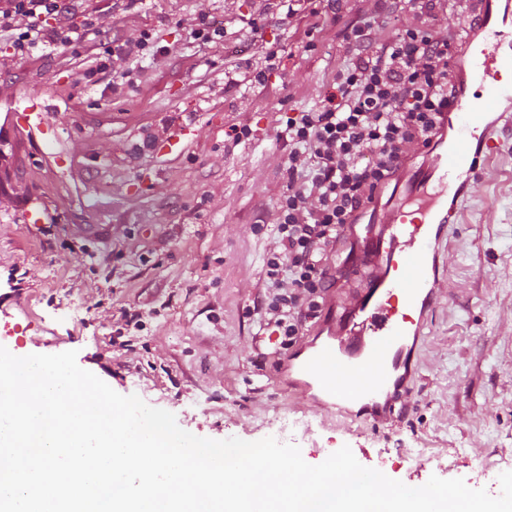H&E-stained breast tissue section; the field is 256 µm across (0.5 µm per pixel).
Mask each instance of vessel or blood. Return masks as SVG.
Listing matches in <instances>:
<instances>
[{"instance_id": "1", "label": "vessel or blood", "mask_w": 512, "mask_h": 512, "mask_svg": "<svg viewBox=\"0 0 512 512\" xmlns=\"http://www.w3.org/2000/svg\"><path fill=\"white\" fill-rule=\"evenodd\" d=\"M511 40L508 32L494 31L471 55L474 92L447 116L445 125L453 132L448 147L416 176V216L399 206L385 223L366 225L363 250L354 257L352 269L369 271V283L343 311L330 340L298 364L300 373L333 407L361 402L373 408L380 421L407 407L403 371L413 359L425 314L438 301L441 245L470 179L486 153L498 147L492 132L504 97L496 85L512 57L505 49Z\"/></svg>"}]
</instances>
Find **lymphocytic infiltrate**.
<instances>
[{
    "mask_svg": "<svg viewBox=\"0 0 512 512\" xmlns=\"http://www.w3.org/2000/svg\"><path fill=\"white\" fill-rule=\"evenodd\" d=\"M445 2L392 0L415 21L383 41L370 23L352 26L350 62L337 71L324 104L287 120L293 145L288 185L279 202L277 246L265 260L275 290L265 323L285 338L295 339L317 318L333 286L329 265L344 233L394 181L408 146L432 143L456 101L455 44L427 24ZM61 9V0H0V32H20V52L32 42L58 49L106 39L88 17L80 26L56 29L50 20Z\"/></svg>",
    "mask_w": 512,
    "mask_h": 512,
    "instance_id": "obj_1",
    "label": "lymphocytic infiltrate"
}]
</instances>
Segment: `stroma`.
<instances>
[{
	"label": "stroma",
	"mask_w": 512,
	"mask_h": 512,
	"mask_svg": "<svg viewBox=\"0 0 512 512\" xmlns=\"http://www.w3.org/2000/svg\"><path fill=\"white\" fill-rule=\"evenodd\" d=\"M96 27L150 34L136 62L109 41L64 54L14 52L0 34V119L29 109L55 133L6 146L0 186V346L16 356L73 350L78 365L122 395L167 410L183 430L223 440L276 436L281 416L311 420L297 439L317 465L342 446L357 461L418 486L461 478L501 492L495 464L512 460V110L495 128L501 151L482 162L442 245L437 305L404 413L375 421L360 404L311 410L288 364L363 280L349 258L362 226L336 250L342 285L304 336L283 344L263 325L265 257L276 246L288 184L286 121L318 109L349 60L348 29L401 27L387 0H325L286 15L278 0H97ZM223 29L193 38L199 20ZM96 60L111 78L84 85ZM248 138L234 140L233 127ZM421 454L413 464L405 449ZM491 462L480 472L477 461Z\"/></svg>",
	"instance_id": "stroma-1"
}]
</instances>
